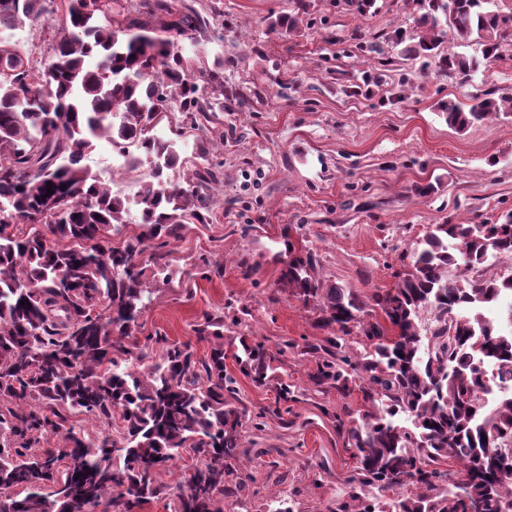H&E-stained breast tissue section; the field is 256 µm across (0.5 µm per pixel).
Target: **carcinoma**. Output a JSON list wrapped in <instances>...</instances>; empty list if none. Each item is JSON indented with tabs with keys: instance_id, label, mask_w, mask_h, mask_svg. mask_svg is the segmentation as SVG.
Returning <instances> with one entry per match:
<instances>
[{
	"instance_id": "carcinoma-1",
	"label": "carcinoma",
	"mask_w": 512,
	"mask_h": 512,
	"mask_svg": "<svg viewBox=\"0 0 512 512\" xmlns=\"http://www.w3.org/2000/svg\"><path fill=\"white\" fill-rule=\"evenodd\" d=\"M418 2L417 32L390 36L404 55L427 59L426 68L434 62L450 79L468 76L473 61L437 53L450 29L481 45L485 63L503 57L512 16L487 9L488 0ZM50 4L0 0V156L11 157L0 166V490L22 494L1 499L0 512H83L109 496L121 512L152 498L174 500V512H224V497L250 476L237 469L249 452L246 410L224 364L223 317L206 314L197 325L199 339H213L204 359L161 336L128 342L153 302L148 279L169 267L164 248L186 225L206 223L212 206L218 174L207 151L181 176L176 140L154 135L177 112L199 127L224 111L183 48L210 19L184 0H60L66 23L52 54L35 62L15 31ZM303 17L279 16L267 31L287 37ZM359 52L384 54L376 40L347 50ZM495 94L441 104L448 125L464 131L512 115V96ZM100 141L121 154L134 149L128 168H150L135 198L84 165ZM133 209L141 232L112 246L110 233ZM22 221L45 231L23 232ZM491 257L512 258V211L481 232L435 225L397 286L366 300L322 281L312 253L290 243L279 256L289 294L318 306L320 326L334 330L304 346L318 355V392L357 383L368 403L336 416L357 458L337 512H503L512 504V395L493 405L483 398L488 370L512 376V332L500 333L490 317L502 295L512 296V277L486 276ZM459 265L465 273L450 275ZM424 311L434 325L423 334ZM352 323L362 334L355 349ZM161 343L158 360L134 369ZM233 360L257 384L277 378V357L261 342ZM75 412L108 425L119 417V439L86 437L69 424ZM494 432L498 441H486ZM185 451L202 467L183 483L163 482ZM450 459L459 464L453 473L443 468ZM407 486L414 493L383 500Z\"/></svg>"
}]
</instances>
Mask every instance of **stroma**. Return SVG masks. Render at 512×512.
Masks as SVG:
<instances>
[{
	"instance_id": "1",
	"label": "stroma",
	"mask_w": 512,
	"mask_h": 512,
	"mask_svg": "<svg viewBox=\"0 0 512 512\" xmlns=\"http://www.w3.org/2000/svg\"><path fill=\"white\" fill-rule=\"evenodd\" d=\"M306 3L308 24L281 39L268 34L267 19L293 13L297 0H194L223 26L198 38L201 67L224 61L208 88L232 87L238 97L204 128L185 131L181 157L206 148L219 173L213 213L171 242L169 277L148 281L154 301L135 330L136 341L158 335L202 359L211 343L196 325L207 314L224 318L225 366L237 377L252 450L239 467L253 478L225 497L224 512H268L278 491L293 512H333L356 465L334 416L361 408L362 394L311 390L316 360L302 349L325 332L319 310L282 286L277 253L290 244L311 251L321 279L368 297L396 287L433 225L493 224L512 210V116L459 132L438 107L488 89L512 94V51L453 80L404 59L409 85L387 72L366 85L371 59L345 47L377 29L413 32L417 0H373L363 17L349 0ZM62 23L59 13L26 23L21 50L48 57ZM352 83L359 90L350 94ZM245 342L264 343L306 388L288 414H277L274 386L238 374L232 355Z\"/></svg>"
}]
</instances>
